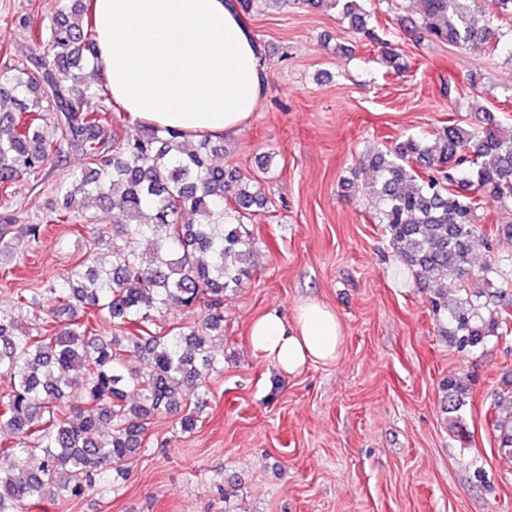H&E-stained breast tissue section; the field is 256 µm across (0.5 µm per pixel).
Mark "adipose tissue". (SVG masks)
I'll return each mask as SVG.
<instances>
[{
	"mask_svg": "<svg viewBox=\"0 0 512 512\" xmlns=\"http://www.w3.org/2000/svg\"><path fill=\"white\" fill-rule=\"evenodd\" d=\"M97 67L112 99L136 121L184 137H222L244 126L264 88L260 53L225 0H94ZM253 353L283 375L337 357L342 328L321 303L295 320L272 311L253 322Z\"/></svg>",
	"mask_w": 512,
	"mask_h": 512,
	"instance_id": "obj_1",
	"label": "adipose tissue"
}]
</instances>
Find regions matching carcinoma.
<instances>
[{
    "label": "carcinoma",
    "instance_id": "obj_1",
    "mask_svg": "<svg viewBox=\"0 0 512 512\" xmlns=\"http://www.w3.org/2000/svg\"><path fill=\"white\" fill-rule=\"evenodd\" d=\"M234 0L241 15L258 2ZM339 9L354 33L376 45L387 71L411 69L385 30L369 22L361 0H302ZM512 0H421L417 39L448 45L477 43L488 56L512 57ZM43 54L13 60L0 77V97L17 111L0 112V209L14 206L15 185L61 157L64 145L85 164L62 178L63 202L25 234L37 242L48 224H112L96 236L111 247L112 267L90 257L76 263L42 297L16 294L21 308L41 310L35 330L0 315V376L15 379L0 395V431L12 440L0 453V512H39L77 498L141 449L151 420L174 417L180 430L196 428L207 407L206 378L221 359L212 338L224 339V300L252 276L254 243L246 228L272 201L254 189L256 178L208 162L217 151L204 137L191 149L182 133L129 123L112 101L95 66L92 0H57L46 29L25 28ZM365 193L373 219L385 225L395 257L418 288L436 287V320L448 316L461 350L512 328V285L496 263L472 268V244L512 243V224L482 231L475 214L491 205L512 208V137L492 112L470 129L450 118L434 138L408 135L368 156ZM136 239L143 250L126 248ZM483 290L448 307L451 287L470 278ZM198 310L193 326L161 322V314ZM448 412L465 405L466 386L448 378ZM499 448L512 454V418L494 416Z\"/></svg>",
    "mask_w": 512,
    "mask_h": 512
}]
</instances>
